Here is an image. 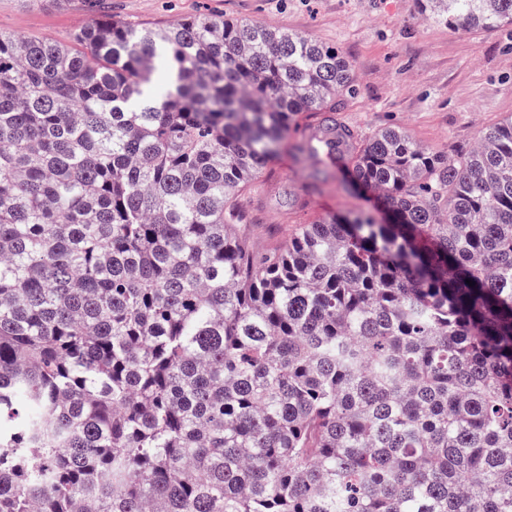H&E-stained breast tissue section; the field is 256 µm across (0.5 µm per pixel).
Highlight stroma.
Here are the masks:
<instances>
[{"mask_svg":"<svg viewBox=\"0 0 512 512\" xmlns=\"http://www.w3.org/2000/svg\"><path fill=\"white\" fill-rule=\"evenodd\" d=\"M113 19L165 28L209 16L302 33L339 48L357 85L343 119L369 136L402 128L437 155L470 149L512 115V29L456 30L426 19L417 0H107ZM86 0H0V32L71 43ZM239 234L253 251L283 248L300 225L329 213L376 211L349 172L281 156L242 196Z\"/></svg>","mask_w":512,"mask_h":512,"instance_id":"35a3bbf8","label":"stroma"}]
</instances>
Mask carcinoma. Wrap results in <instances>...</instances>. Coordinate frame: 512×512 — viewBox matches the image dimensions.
Wrapping results in <instances>:
<instances>
[{
    "label": "carcinoma",
    "mask_w": 512,
    "mask_h": 512,
    "mask_svg": "<svg viewBox=\"0 0 512 512\" xmlns=\"http://www.w3.org/2000/svg\"><path fill=\"white\" fill-rule=\"evenodd\" d=\"M74 42L0 33V512H512V118L439 156L341 121L352 64L300 33ZM308 116L386 218L252 252L238 197Z\"/></svg>",
    "instance_id": "carcinoma-1"
}]
</instances>
